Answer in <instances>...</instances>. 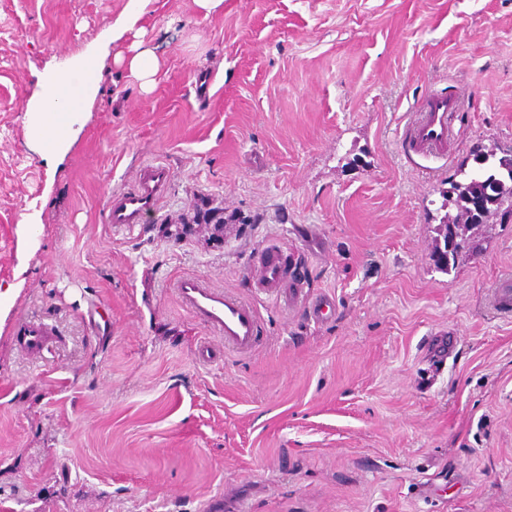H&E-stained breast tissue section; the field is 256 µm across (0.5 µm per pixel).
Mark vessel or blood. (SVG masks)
<instances>
[{
  "label": "vessel or blood",
  "mask_w": 512,
  "mask_h": 512,
  "mask_svg": "<svg viewBox=\"0 0 512 512\" xmlns=\"http://www.w3.org/2000/svg\"><path fill=\"white\" fill-rule=\"evenodd\" d=\"M461 108L459 95L428 94L422 110L405 128L404 142L414 153L424 157L444 154L457 135L455 120ZM171 182V170L160 162L142 164L134 184L110 196L105 207V221L112 225L142 223L157 210ZM259 285L284 306H295L304 299L298 283L289 281L288 271L277 246L266 247L260 254ZM176 290L181 304L202 324L223 337L226 345L248 353L259 344L260 317L250 302L213 287L197 275L179 277ZM491 301L503 314L512 313V277L496 283ZM16 334L21 349L32 356L47 350L54 331L47 323L20 321Z\"/></svg>",
  "instance_id": "1"
}]
</instances>
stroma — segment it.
Returning a JSON list of instances; mask_svg holds the SVG:
<instances>
[{
  "label": "stroma",
  "mask_w": 512,
  "mask_h": 512,
  "mask_svg": "<svg viewBox=\"0 0 512 512\" xmlns=\"http://www.w3.org/2000/svg\"><path fill=\"white\" fill-rule=\"evenodd\" d=\"M127 2L0 0V512H512V223L431 257L449 179L512 149V0H151L148 92L114 61ZM90 53L96 100L40 154L38 93ZM431 91L466 96L444 163L402 139ZM153 161L160 208L104 223ZM271 244L304 303L258 288ZM185 274L257 306L256 351L180 306ZM494 307L505 315L512 313V277L506 276L496 283L491 293ZM54 335L53 328L47 323L33 320H21L16 331L21 349L32 356L47 350Z\"/></svg>",
  "instance_id": "stroma-1"
}]
</instances>
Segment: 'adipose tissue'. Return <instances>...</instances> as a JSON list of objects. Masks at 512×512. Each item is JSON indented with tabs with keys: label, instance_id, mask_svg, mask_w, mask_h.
<instances>
[{
	"label": "adipose tissue",
	"instance_id": "ef3b65f1",
	"mask_svg": "<svg viewBox=\"0 0 512 512\" xmlns=\"http://www.w3.org/2000/svg\"><path fill=\"white\" fill-rule=\"evenodd\" d=\"M115 61L125 66L143 89H152L160 70L156 54L133 40L126 49L117 51ZM98 58L86 56L76 60L57 79L40 91L39 106L33 118L32 135L41 151L50 153L71 146L81 115L93 103L103 80Z\"/></svg>",
	"mask_w": 512,
	"mask_h": 512
}]
</instances>
